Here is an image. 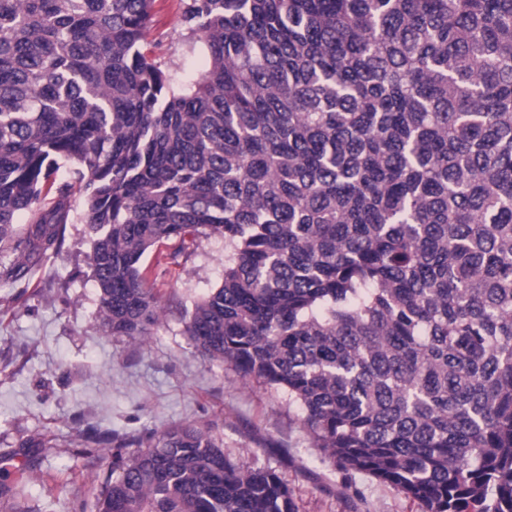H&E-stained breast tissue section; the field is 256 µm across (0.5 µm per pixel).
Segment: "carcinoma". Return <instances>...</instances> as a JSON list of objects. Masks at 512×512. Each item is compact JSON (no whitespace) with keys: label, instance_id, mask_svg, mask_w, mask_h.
<instances>
[{"label":"carcinoma","instance_id":"cac0c4a2","mask_svg":"<svg viewBox=\"0 0 512 512\" xmlns=\"http://www.w3.org/2000/svg\"><path fill=\"white\" fill-rule=\"evenodd\" d=\"M181 2L210 62L177 88L154 0H0V283L61 251L79 192L102 326L143 341L144 257L221 236L198 353L421 512H512V0ZM214 429L87 427L97 512H299Z\"/></svg>","mask_w":512,"mask_h":512}]
</instances>
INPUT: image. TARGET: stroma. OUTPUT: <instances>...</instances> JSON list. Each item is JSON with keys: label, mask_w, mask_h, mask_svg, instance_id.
Returning a JSON list of instances; mask_svg holds the SVG:
<instances>
[{"label": "stroma", "mask_w": 512, "mask_h": 512, "mask_svg": "<svg viewBox=\"0 0 512 512\" xmlns=\"http://www.w3.org/2000/svg\"><path fill=\"white\" fill-rule=\"evenodd\" d=\"M146 49L176 85L209 65L182 18L181 0H155ZM82 219L66 228L58 256L28 287L0 285V481L16 490V512H95L112 466L108 456H77L79 431L125 435L162 431L184 420L213 422L224 451L246 467H272L293 488L300 512H419L396 489L341 470L298 420L287 393L244 383L235 371L195 351L184 333L195 301L220 285L224 240L199 238L192 254L163 269L146 256L165 307L143 344L105 335ZM48 435L41 448L26 447Z\"/></svg>", "instance_id": "obj_1"}]
</instances>
